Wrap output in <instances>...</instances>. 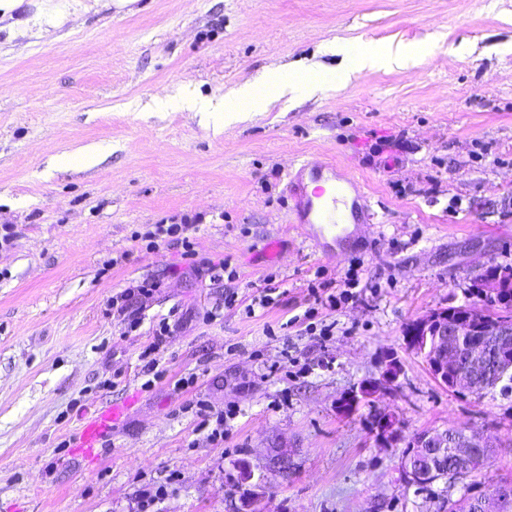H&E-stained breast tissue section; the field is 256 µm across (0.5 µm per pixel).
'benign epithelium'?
<instances>
[{"mask_svg": "<svg viewBox=\"0 0 512 512\" xmlns=\"http://www.w3.org/2000/svg\"><path fill=\"white\" fill-rule=\"evenodd\" d=\"M512 288V271L490 270L471 285L476 301L457 306V311L439 310L414 320L408 333L412 347L428 356L430 368L443 384L480 396L492 389L512 371V319L488 316L484 299L499 290ZM396 363L388 360L382 379L361 390L364 397L385 395L394 386ZM396 435V421L382 413L378 440L387 442ZM491 444L475 431H434L418 437L408 445L402 458V471L411 486L431 481L433 470L422 461L429 449L442 455L451 454L456 460H469L475 449L489 448ZM512 502V484L505 483L491 495L472 504H465L466 512H505Z\"/></svg>", "mask_w": 512, "mask_h": 512, "instance_id": "1", "label": "benign epithelium"}]
</instances>
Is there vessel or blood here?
<instances>
[{
	"instance_id": "b4317fda",
	"label": "vessel or blood",
	"mask_w": 512,
	"mask_h": 512,
	"mask_svg": "<svg viewBox=\"0 0 512 512\" xmlns=\"http://www.w3.org/2000/svg\"><path fill=\"white\" fill-rule=\"evenodd\" d=\"M353 192L354 198L348 215L352 223H359L366 213V198L360 182L342 178L335 163L303 164L289 180V192L294 200L292 221L316 228L319 238L335 235L342 225L336 218V210L328 202L329 192ZM122 412L115 404L89 418L84 424L79 445L93 448L111 430L113 422Z\"/></svg>"
}]
</instances>
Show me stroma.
<instances>
[{
	"label": "stroma",
	"instance_id": "1",
	"mask_svg": "<svg viewBox=\"0 0 512 512\" xmlns=\"http://www.w3.org/2000/svg\"><path fill=\"white\" fill-rule=\"evenodd\" d=\"M433 35L416 66L219 129L182 105L289 63L338 71L332 42ZM87 145L96 162H62ZM330 159L363 182L369 215L323 249L291 223L288 183L299 163ZM186 215L197 263L228 261L239 279L186 276L167 237L147 248L145 233ZM4 225L0 512H141L155 491L153 512H244L251 499L259 512H448L512 481V389L449 391L406 335L471 302L486 267L512 266V0H15L0 14ZM144 279L161 285L131 332L111 301ZM269 287L273 304L247 314ZM164 318L166 375L148 388L141 354ZM387 352L394 389L361 397ZM188 375L195 386L178 389ZM199 400L236 407L223 441L208 439ZM115 403L124 414L85 453L84 421ZM378 411L397 421L391 444L370 429ZM453 428L484 433L494 461L409 487L413 436Z\"/></svg>",
	"mask_w": 512,
	"mask_h": 512
}]
</instances>
